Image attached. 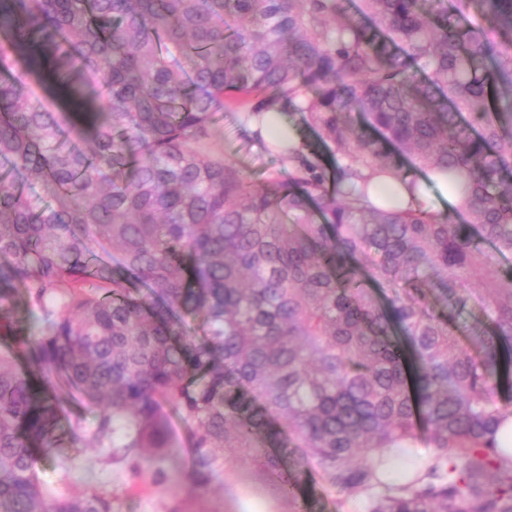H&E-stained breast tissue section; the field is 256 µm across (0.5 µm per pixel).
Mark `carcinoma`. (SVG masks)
Listing matches in <instances>:
<instances>
[{"instance_id": "1", "label": "carcinoma", "mask_w": 512, "mask_h": 512, "mask_svg": "<svg viewBox=\"0 0 512 512\" xmlns=\"http://www.w3.org/2000/svg\"><path fill=\"white\" fill-rule=\"evenodd\" d=\"M230 106L306 116L315 138L265 143L288 177L214 151ZM398 155L463 178L468 222L368 204ZM0 161V512H113L39 480L86 432L62 387L157 484L173 414L194 490L261 439L367 512H512V0H0ZM20 291L35 328L7 320ZM258 462L296 499L301 468ZM59 400L61 409L67 415L84 413L87 417V428H90L95 412L86 406L88 403L87 401H85L77 393L70 392L65 388L59 391Z\"/></svg>"}]
</instances>
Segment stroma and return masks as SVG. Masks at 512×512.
Wrapping results in <instances>:
<instances>
[{"label": "stroma", "instance_id": "stroma-1", "mask_svg": "<svg viewBox=\"0 0 512 512\" xmlns=\"http://www.w3.org/2000/svg\"><path fill=\"white\" fill-rule=\"evenodd\" d=\"M213 129V144L226 161L245 171L254 182L268 174L287 175V164L271 158L262 143L241 136L239 112L218 113ZM169 433L177 452L162 463L170 481L155 485L151 468L132 474L125 464L113 462L109 449L85 445L83 459L69 471H61L54 459L41 460L39 475L57 495H75L91 491L107 493L118 512H366L363 495H344L324 484L316 464H309L308 475L296 501H289L269 481L257 462L241 459L238 451L225 449L224 465L215 470L208 486L191 489L189 428L171 418Z\"/></svg>", "mask_w": 512, "mask_h": 512}]
</instances>
